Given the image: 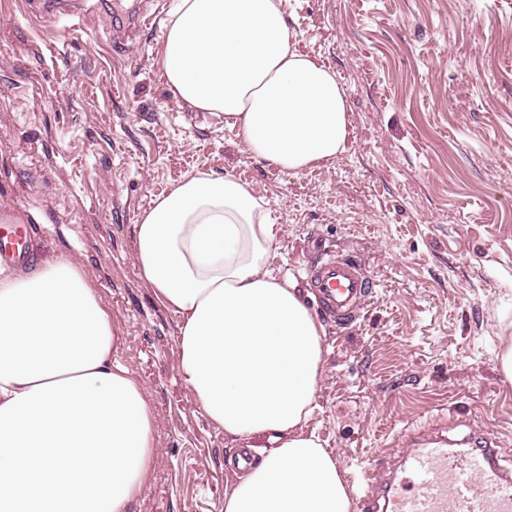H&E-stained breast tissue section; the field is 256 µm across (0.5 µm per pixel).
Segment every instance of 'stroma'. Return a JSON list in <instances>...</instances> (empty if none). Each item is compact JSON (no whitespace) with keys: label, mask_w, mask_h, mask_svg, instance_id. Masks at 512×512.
Wrapping results in <instances>:
<instances>
[{"label":"stroma","mask_w":512,"mask_h":512,"mask_svg":"<svg viewBox=\"0 0 512 512\" xmlns=\"http://www.w3.org/2000/svg\"><path fill=\"white\" fill-rule=\"evenodd\" d=\"M175 2L73 0L51 28L38 0H0V210L31 225L35 262L71 256L121 330L156 419L131 512H224L237 479L236 443L181 378L177 317L136 267L141 213L198 170L264 199L280 226L271 269L302 277L311 237L366 264L359 319L325 328L310 421L350 486L401 459L407 428L462 436L464 418L511 467L512 0H284L351 120L345 151L299 174L175 98L158 64Z\"/></svg>","instance_id":"stroma-1"}]
</instances>
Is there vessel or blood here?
I'll return each mask as SVG.
<instances>
[{
  "label": "vessel or blood",
  "mask_w": 512,
  "mask_h": 512,
  "mask_svg": "<svg viewBox=\"0 0 512 512\" xmlns=\"http://www.w3.org/2000/svg\"><path fill=\"white\" fill-rule=\"evenodd\" d=\"M314 250L306 267L314 301L337 326L349 327L374 283L356 256L319 244ZM29 259L24 236L0 240V260ZM467 437L477 442L478 451L455 454L442 433L423 436L418 429L408 430L399 478L385 480L381 464L369 468L357 496L359 512H512V475L499 465L498 442L474 429Z\"/></svg>",
  "instance_id": "obj_1"
}]
</instances>
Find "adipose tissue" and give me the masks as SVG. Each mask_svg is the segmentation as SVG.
I'll return each mask as SVG.
<instances>
[{"label":"adipose tissue","instance_id":"ef3b65f1","mask_svg":"<svg viewBox=\"0 0 512 512\" xmlns=\"http://www.w3.org/2000/svg\"><path fill=\"white\" fill-rule=\"evenodd\" d=\"M162 31L175 96L224 116L258 158L296 174L344 151V91L296 49L283 0H177ZM135 233L140 277L178 318L185 384L225 436L270 441L224 512H350L342 472L306 429L324 326L295 277L269 267L279 230L263 199L198 171L157 196ZM122 346L71 258L0 277V512H130L156 422Z\"/></svg>","mask_w":512,"mask_h":512}]
</instances>
